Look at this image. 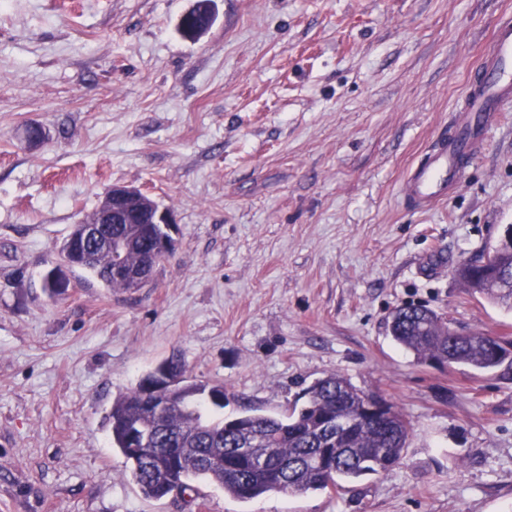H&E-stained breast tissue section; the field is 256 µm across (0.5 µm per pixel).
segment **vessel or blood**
Here are the masks:
<instances>
[{
    "label": "vessel or blood",
    "instance_id": "vessel-or-blood-1",
    "mask_svg": "<svg viewBox=\"0 0 512 512\" xmlns=\"http://www.w3.org/2000/svg\"><path fill=\"white\" fill-rule=\"evenodd\" d=\"M490 65L467 89V118L454 133L440 140L426 161L411 170L405 194L420 207L446 199L461 179L465 163L476 152L486 131L512 101V21L499 25L489 47Z\"/></svg>",
    "mask_w": 512,
    "mask_h": 512
}]
</instances>
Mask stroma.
I'll return each mask as SVG.
<instances>
[{
  "label": "stroma",
  "instance_id": "stroma-1",
  "mask_svg": "<svg viewBox=\"0 0 512 512\" xmlns=\"http://www.w3.org/2000/svg\"><path fill=\"white\" fill-rule=\"evenodd\" d=\"M189 5L0 0V512H512V376L418 363L388 330L414 304L512 334L455 275L512 224V104L447 200L400 191L512 0H215L196 40ZM113 184L175 214L174 256L136 291L69 268L49 294ZM174 354L228 415L340 374L400 406L404 457L338 494L145 498L106 415Z\"/></svg>",
  "mask_w": 512,
  "mask_h": 512
}]
</instances>
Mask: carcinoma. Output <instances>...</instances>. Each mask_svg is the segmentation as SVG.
I'll use <instances>...</instances> for the list:
<instances>
[{
  "mask_svg": "<svg viewBox=\"0 0 512 512\" xmlns=\"http://www.w3.org/2000/svg\"><path fill=\"white\" fill-rule=\"evenodd\" d=\"M208 2L196 0L184 35L207 29ZM162 236L156 224H114L102 231V240L91 243L86 226L77 224L60 252L103 287L130 291L140 283L112 266L143 269L152 263ZM459 267L466 269L461 283L467 291L512 309V252L465 259ZM389 332L422 364H456L499 377L512 372V336L455 327L426 306L394 310ZM159 368L180 374L178 385L151 391V371L117 397L107 414L112 447L130 463L133 480L148 497L162 498L197 479L216 483L241 501L270 492H340L364 475L388 471L403 457L410 429L404 413L388 400L383 411L365 413L371 394L340 375L312 382L303 389V402H294L284 414L214 419L208 411L224 409L223 388L190 380L177 355ZM138 425L151 437L134 454L131 430Z\"/></svg>",
  "mask_w": 512,
  "mask_h": 512,
  "instance_id": "carcinoma-1",
  "label": "carcinoma"
}]
</instances>
